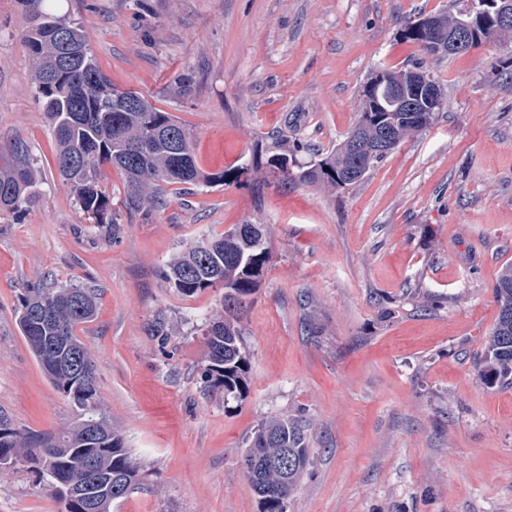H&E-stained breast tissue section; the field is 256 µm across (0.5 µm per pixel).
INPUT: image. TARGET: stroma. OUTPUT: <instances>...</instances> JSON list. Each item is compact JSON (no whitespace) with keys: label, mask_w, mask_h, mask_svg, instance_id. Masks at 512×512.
I'll use <instances>...</instances> for the list:
<instances>
[{"label":"stroma","mask_w":512,"mask_h":512,"mask_svg":"<svg viewBox=\"0 0 512 512\" xmlns=\"http://www.w3.org/2000/svg\"><path fill=\"white\" fill-rule=\"evenodd\" d=\"M100 68L175 115L221 185L171 187L136 206L103 165L116 225L85 220L56 165L35 97L21 0H0V145L27 149L36 201L0 214V412L61 432L77 417L16 321L26 284L97 291L80 335L103 414L122 428L141 484L112 512H260L239 465L252 429L303 412L311 459L288 512H512V387L474 357L512 262V42L425 54L403 24L456 0H57ZM415 63L446 106L356 186L277 184L257 158L271 132L298 164L342 142L380 67ZM193 77L179 93V74ZM270 228L269 261L241 312L244 397L202 394L205 332L223 288L185 296L163 271L199 239ZM36 464L0 470V512H62Z\"/></svg>","instance_id":"stroma-1"}]
</instances>
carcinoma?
<instances>
[{
	"label": "carcinoma",
	"mask_w": 512,
	"mask_h": 512,
	"mask_svg": "<svg viewBox=\"0 0 512 512\" xmlns=\"http://www.w3.org/2000/svg\"><path fill=\"white\" fill-rule=\"evenodd\" d=\"M51 0H22L27 27L24 39L32 60L36 97L46 112L57 144L56 163L87 220L110 224L109 203L100 189L97 171L110 163L127 178L128 192L139 204H159L161 185L220 184L224 174H207L196 163L192 140L172 114L154 107L140 92L125 90L138 102L130 106L116 98L120 87L100 69L81 23L62 16ZM480 9L479 0L456 12L439 14L446 28ZM66 30L69 42L54 34ZM70 54L77 61L61 62ZM433 112H389L388 122L366 121L315 163L290 164L288 141L273 136L272 154L265 168L279 184L303 182L344 188L359 182L347 176L368 173L385 154L370 155L383 139L400 144L430 127ZM292 170H287V165ZM38 171L23 147L0 148V211L18 214L35 197ZM238 224L220 238L196 242L174 255L164 278L179 293L190 296L221 281L225 289L224 314L206 332L202 372L205 391L224 400L238 399L247 389V358L242 350L238 305L258 287L269 258L270 229L265 224ZM498 319L491 339L478 358L479 374L491 386L512 387V262L505 264L494 285ZM19 325L29 349L49 382L76 407L77 420L60 433L31 434L9 426L0 432V466L37 462L46 487L57 499L62 482L78 491L86 482L84 463L95 461L99 472L112 476V487L97 496L96 512H112V503L128 496L139 484L136 456L126 446L124 433L100 411L97 384L82 381L72 368L78 364L96 371L79 326L93 320L96 294L90 288H57L40 283L25 289L20 301ZM310 423L301 414H279L258 425L241 455L245 476L258 496L261 512H287L288 498L300 483L310 454ZM288 455V471L267 462Z\"/></svg>",
	"instance_id": "carcinoma-1"
}]
</instances>
